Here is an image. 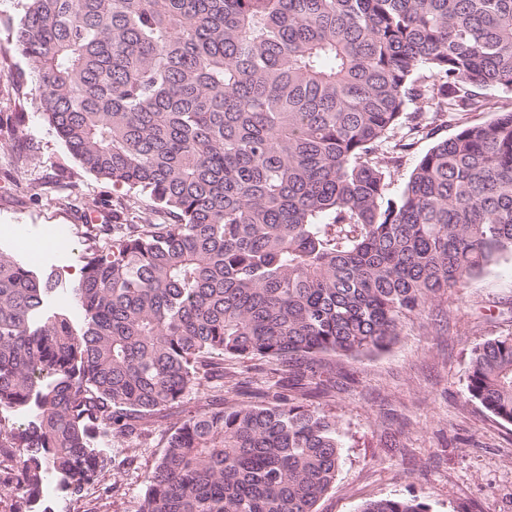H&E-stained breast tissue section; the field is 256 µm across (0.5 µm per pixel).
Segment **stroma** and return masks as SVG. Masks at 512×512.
<instances>
[{"label": "stroma", "instance_id": "35a3bbf8", "mask_svg": "<svg viewBox=\"0 0 512 512\" xmlns=\"http://www.w3.org/2000/svg\"><path fill=\"white\" fill-rule=\"evenodd\" d=\"M31 66L0 55V115L16 133L0 139V249L36 271L77 281L86 254L84 217L98 220L122 204V223L135 224L150 200L81 167L45 120L31 93ZM439 326L405 325L397 344L370 356L326 358L342 368L325 410L336 415L343 441L333 487L318 512H357L381 498H418L429 512H512V424L490 415L467 392L469 357L485 341L512 333V257L442 299ZM261 359L224 360V385L194 390L153 418L137 441L93 433L91 447L112 468L80 495H45L48 512H139L145 475L173 427L204 409L244 401L282 385Z\"/></svg>", "mask_w": 512, "mask_h": 512}]
</instances>
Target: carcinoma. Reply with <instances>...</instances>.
Masks as SVG:
<instances>
[{"mask_svg":"<svg viewBox=\"0 0 512 512\" xmlns=\"http://www.w3.org/2000/svg\"><path fill=\"white\" fill-rule=\"evenodd\" d=\"M0 52L31 62L42 113L87 171L149 196L138 224H88L82 326L62 285L0 249V488L55 474L77 495L202 385L216 357L265 359L294 394L178 423L140 512H317L341 462L306 399L325 357L394 345L404 322L512 256V0H21ZM455 128L435 139L443 128ZM403 190L392 177L421 140ZM172 216L158 222L154 213ZM468 393L512 424V334L476 347ZM358 512H429L383 498Z\"/></svg>","mask_w":512,"mask_h":512,"instance_id":"obj_1","label":"carcinoma"}]
</instances>
